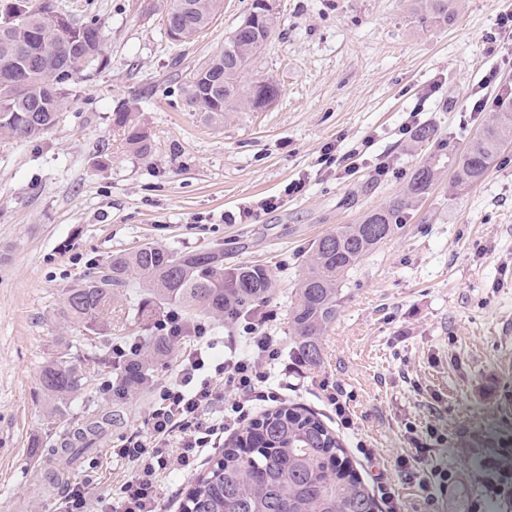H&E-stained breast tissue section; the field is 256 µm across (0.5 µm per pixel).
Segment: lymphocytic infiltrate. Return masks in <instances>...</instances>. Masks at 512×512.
Here are the masks:
<instances>
[{
    "mask_svg": "<svg viewBox=\"0 0 512 512\" xmlns=\"http://www.w3.org/2000/svg\"><path fill=\"white\" fill-rule=\"evenodd\" d=\"M274 317L259 307L249 310L240 331L242 347L225 356L217 352L224 340L210 324L193 326L196 347L155 388L145 432H132L114 451L135 469L116 501L105 504V512H160L161 475L193 470L203 449L215 447L263 404L280 401L283 387L274 382L273 372L282 353L265 332ZM412 444L410 454L397 462L400 475L417 480L424 493L435 483L446 486L451 480L447 472L427 469L430 448L417 438Z\"/></svg>",
    "mask_w": 512,
    "mask_h": 512,
    "instance_id": "1",
    "label": "lymphocytic infiltrate"
}]
</instances>
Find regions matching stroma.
Returning <instances> with one entry per match:
<instances>
[{"label": "stroma", "instance_id": "stroma-1", "mask_svg": "<svg viewBox=\"0 0 512 512\" xmlns=\"http://www.w3.org/2000/svg\"><path fill=\"white\" fill-rule=\"evenodd\" d=\"M249 0L223 12L194 40L170 41L172 0H55L63 12L97 24L105 65L80 79L56 125L35 140H0V512H55L69 485L91 480L90 506L118 496L130 463L113 458L125 435L143 429L153 394L120 405L121 419L90 451L60 446L82 416L110 407L90 386L64 414H52L39 385L41 366L81 338L62 322L65 292L92 267L146 241L198 250L220 241L224 262L269 266L276 288L268 326L290 344L288 308L311 242L402 192L411 171L441 152L457 155L481 121L468 97L490 69L512 83V65L490 52L497 17L512 0H459L448 24L418 27L410 0H280V28L253 70L278 95L259 110L203 122L183 89L220 50ZM442 81L436 97L418 91ZM134 105L152 140L149 155L126 151L112 114ZM421 106L435 142L413 147L398 129ZM373 145L358 171L338 179L316 168L322 147ZM390 162L377 176V156ZM451 171L420 208L395 227L342 286L324 361L297 378L287 401L314 413L344 442L366 481L396 482L406 512H508L512 474L484 468V456L512 445V146L474 186L449 187ZM304 178L305 194L285 196ZM276 196L277 210L228 224L224 213ZM139 298L112 301V333L97 339L110 362L115 337L150 333ZM351 397L352 427L326 405L321 382ZM426 438L429 466L455 473L453 489L424 506L399 477L407 427ZM375 451L365 460L357 449Z\"/></svg>", "mask_w": 512, "mask_h": 512}]
</instances>
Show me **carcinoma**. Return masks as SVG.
<instances>
[{
	"label": "carcinoma",
	"instance_id": "cac0c4a2",
	"mask_svg": "<svg viewBox=\"0 0 512 512\" xmlns=\"http://www.w3.org/2000/svg\"><path fill=\"white\" fill-rule=\"evenodd\" d=\"M458 0H411V15L420 27L454 17ZM224 8V0H173L170 25L181 41L196 36ZM51 0H0V138L27 140L51 130L76 79L103 60V37L93 23L48 20ZM279 28V14L250 0L224 47L203 62L186 84L187 104L206 123L224 121L230 112L265 106L278 94L276 84L256 80L241 84V74L256 62ZM126 148L140 156L151 151L145 126L126 107L112 113ZM512 142V97L498 98L485 113L465 150L452 158L451 189L480 182L502 147ZM438 164L412 171L402 193L312 242L306 271L289 308L290 354L310 368L323 363L322 339L336 322L341 284L360 262L386 241L438 182ZM147 302L177 309L185 324L194 319L224 320L265 303L273 291L268 266H224V243L192 251H173L153 242L112 256L67 289L60 316L98 334L112 299L131 289ZM140 354L112 379V401L125 402L149 391L156 367L172 352L157 334L140 338ZM89 358L65 353L47 361L39 382L62 412L100 376ZM115 422L103 416L76 429L75 445L91 448ZM374 491L350 463L342 442L308 408L299 404L268 411L224 444L213 467L200 476L182 512H378Z\"/></svg>",
	"mask_w": 512,
	"mask_h": 512
}]
</instances>
